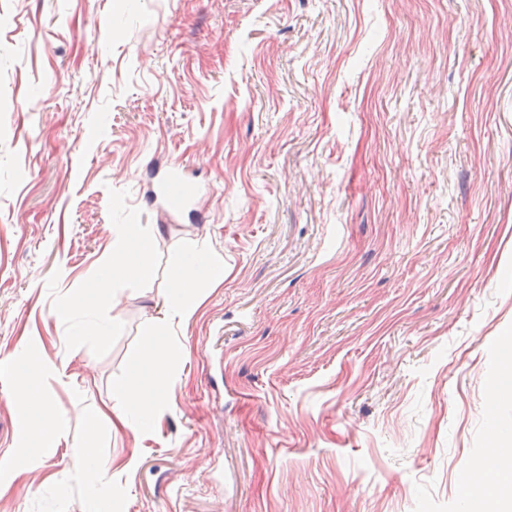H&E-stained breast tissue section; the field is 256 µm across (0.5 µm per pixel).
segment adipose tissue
Returning a JSON list of instances; mask_svg holds the SVG:
<instances>
[{
    "instance_id": "ef3b65f1",
    "label": "adipose tissue",
    "mask_w": 512,
    "mask_h": 512,
    "mask_svg": "<svg viewBox=\"0 0 512 512\" xmlns=\"http://www.w3.org/2000/svg\"><path fill=\"white\" fill-rule=\"evenodd\" d=\"M154 234L140 224H121L112 241V253L99 269L95 281L72 299L65 316H80L81 325L77 336L97 344H106L117 332V325L108 323L103 311L110 302L108 290L145 270L153 251ZM180 265V276L172 283L167 299L163 303L160 322L150 323L141 345L132 357L128 374L129 383L120 385L112 393L113 427H120L133 434L145 432L156 420V410L162 399L161 392H144L145 384L157 377L159 359H166L170 367H177L183 360V347L170 343L161 326L165 323H186L197 313L204 297L197 289L204 282L218 287L224 281V266L217 262L206 248H198L185 254ZM63 366L55 365L40 357H32L13 365V399L27 414L29 432L28 454L32 461H40L55 455L64 435V414L48 404L40 387L47 374H62ZM103 409H95L89 416L88 439L71 453L80 460L86 487V495L92 512H106L105 498L100 487L111 478L114 467L130 471L136 469L138 458L129 454L122 461L100 453L98 445V421L103 418Z\"/></svg>"
}]
</instances>
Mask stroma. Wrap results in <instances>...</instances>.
<instances>
[{
    "label": "stroma",
    "mask_w": 512,
    "mask_h": 512,
    "mask_svg": "<svg viewBox=\"0 0 512 512\" xmlns=\"http://www.w3.org/2000/svg\"><path fill=\"white\" fill-rule=\"evenodd\" d=\"M193 191L170 217V162ZM155 227L105 346L57 311ZM224 263L111 512H467L512 441V0H0V358L64 364L25 453L0 367V512H88L70 453L175 263ZM504 458L497 448H487L484 454L475 462L474 472L482 485H496L506 465Z\"/></svg>",
    "instance_id": "35a3bbf8"
}]
</instances>
